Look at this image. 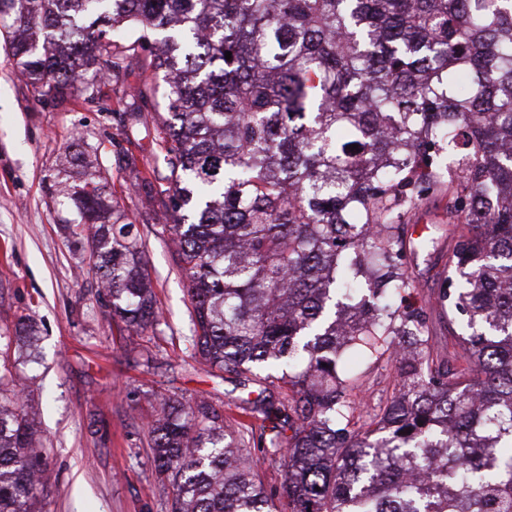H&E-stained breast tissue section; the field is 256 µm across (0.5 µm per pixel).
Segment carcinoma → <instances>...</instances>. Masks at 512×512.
I'll return each mask as SVG.
<instances>
[{
	"label": "carcinoma",
	"instance_id": "carcinoma-1",
	"mask_svg": "<svg viewBox=\"0 0 512 512\" xmlns=\"http://www.w3.org/2000/svg\"><path fill=\"white\" fill-rule=\"evenodd\" d=\"M19 75L45 102L88 100L155 50L167 173L137 190L189 282L193 348L258 385L263 458L220 408L164 401L148 425L173 512H512V0H0ZM231 59H225V52ZM139 88L122 121L147 125ZM356 144L358 149L347 146ZM446 198L456 242L439 302L461 316L462 362L433 355L411 223ZM72 236L125 330L161 312L134 225L101 171L67 193ZM354 353L394 363L393 391L357 425ZM0 367V512H46L43 453ZM255 456L261 458V454L257 450L255 451ZM257 473L263 482L265 490L278 496L285 479L282 468L269 460L262 461L261 458V460L258 459Z\"/></svg>",
	"mask_w": 512,
	"mask_h": 512
}]
</instances>
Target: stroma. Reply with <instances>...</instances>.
Instances as JSON below:
<instances>
[{"label": "stroma", "mask_w": 512, "mask_h": 512, "mask_svg": "<svg viewBox=\"0 0 512 512\" xmlns=\"http://www.w3.org/2000/svg\"><path fill=\"white\" fill-rule=\"evenodd\" d=\"M141 86L148 127L129 134L115 114L125 91ZM109 104L108 114L74 96L56 107L42 104L0 39V354L9 353L25 383L24 411L46 461L41 494L48 512H170L175 489L156 473L147 445L148 424L169 396L221 406L235 429L258 434L263 427L246 409L248 388L195 359L188 282L132 187L135 175L164 167L148 132L166 113L163 81L132 61L113 82ZM75 141L98 155L114 204L140 232L162 312L156 332L121 336L111 298L82 262L83 247L62 229L75 217L60 193L69 181L63 158ZM418 222L435 244L411 254L417 288L407 300L428 305L430 344L445 357L454 352V336L447 308L435 302L448 261L443 202L427 203ZM23 317L37 324L38 341L29 354L7 351Z\"/></svg>", "instance_id": "obj_1"}]
</instances>
